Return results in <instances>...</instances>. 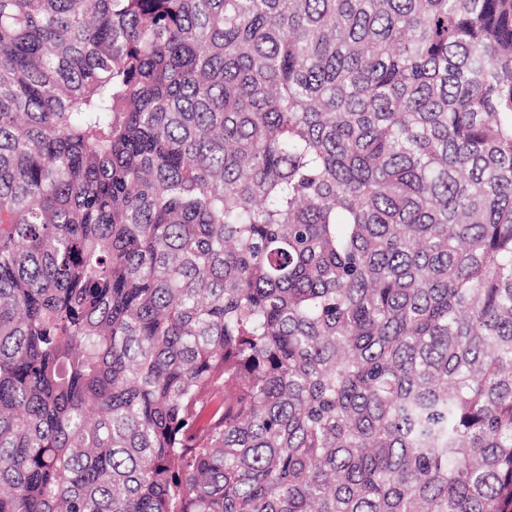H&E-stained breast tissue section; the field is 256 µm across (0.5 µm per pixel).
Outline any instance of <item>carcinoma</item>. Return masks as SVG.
Returning a JSON list of instances; mask_svg holds the SVG:
<instances>
[{
	"label": "carcinoma",
	"mask_w": 512,
	"mask_h": 512,
	"mask_svg": "<svg viewBox=\"0 0 512 512\" xmlns=\"http://www.w3.org/2000/svg\"><path fill=\"white\" fill-rule=\"evenodd\" d=\"M0 512H512V0H0Z\"/></svg>",
	"instance_id": "obj_1"
}]
</instances>
